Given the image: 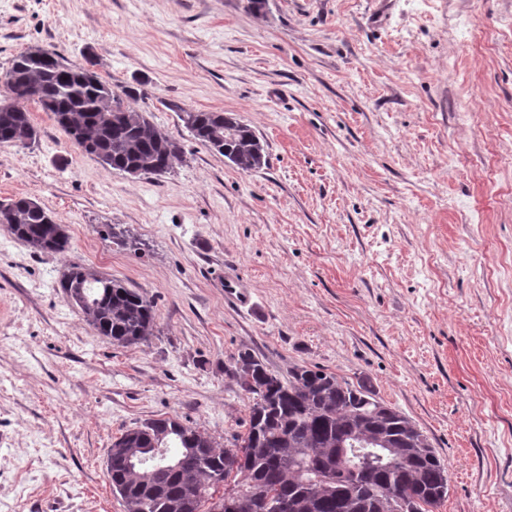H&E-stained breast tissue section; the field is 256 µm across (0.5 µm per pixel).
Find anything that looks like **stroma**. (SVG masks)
<instances>
[{
    "mask_svg": "<svg viewBox=\"0 0 512 512\" xmlns=\"http://www.w3.org/2000/svg\"><path fill=\"white\" fill-rule=\"evenodd\" d=\"M31 47L94 52L183 155L104 168L33 102L35 141L0 146V200L71 241L38 253L0 224V512H123L113 441L168 416L243 431L244 350L409 417L448 469L434 512H512V0H0V76ZM184 108L235 114L266 165L200 145ZM74 263L150 297L149 343L67 303Z\"/></svg>",
    "mask_w": 512,
    "mask_h": 512,
    "instance_id": "35a3bbf8",
    "label": "stroma"
}]
</instances>
